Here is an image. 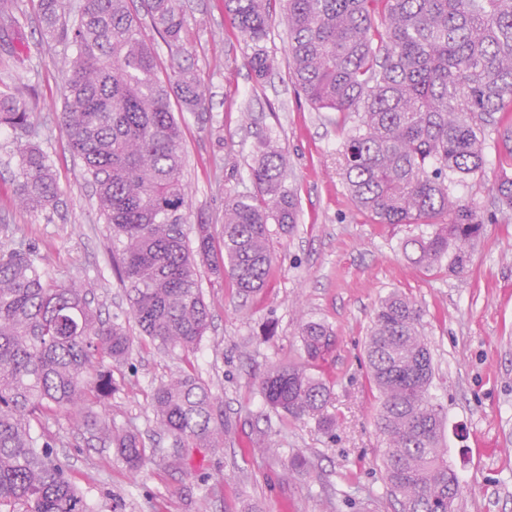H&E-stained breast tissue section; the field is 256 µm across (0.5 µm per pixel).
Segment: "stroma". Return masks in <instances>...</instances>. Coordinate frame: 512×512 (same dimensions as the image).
I'll return each mask as SVG.
<instances>
[{"label":"stroma","mask_w":512,"mask_h":512,"mask_svg":"<svg viewBox=\"0 0 512 512\" xmlns=\"http://www.w3.org/2000/svg\"><path fill=\"white\" fill-rule=\"evenodd\" d=\"M187 19L183 67L202 78L205 106L180 113L187 222L221 229L224 200L251 195L255 146L270 138L288 159L286 186L297 197L293 230L271 225L267 286L250 298L228 280L197 276L212 322L192 352L158 349L127 318L125 290L112 272V227L100 215L95 187L58 125L65 95L63 41H46L31 0L17 55L0 61V92L25 99L41 123L62 196L57 209L31 213L16 201V137L0 128V250L36 248L58 282L81 281L103 317L125 323L133 346L112 375L116 391L101 411L116 426H133L147 447L168 448L156 427L154 388L182 371L197 374L236 425L222 448L200 449L191 471L151 459L129 471L113 449L81 435L68 415L55 413L37 428L56 442L55 454L95 512H398L383 467V440L375 426L378 393L368 375L364 345L373 313L393 291L423 312L434 375L430 394L443 408L447 458L462 482L454 512H512V218L496 211L495 185L512 166L489 153L482 172L454 186L476 207L485 226L466 271L420 270L403 249L407 238L431 231L424 224H376L355 207L338 171L342 127L358 118L305 101L288 70V33L272 24L263 43L273 70L256 78L251 43L233 28L224 0H181ZM332 328L335 348L318 372L331 384L327 407L336 429L296 421L266 408L260 377L281 361H300L299 322ZM309 466L290 472L287 460Z\"/></svg>","instance_id":"35a3bbf8"}]
</instances>
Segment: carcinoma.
<instances>
[{
  "label": "carcinoma",
  "mask_w": 512,
  "mask_h": 512,
  "mask_svg": "<svg viewBox=\"0 0 512 512\" xmlns=\"http://www.w3.org/2000/svg\"><path fill=\"white\" fill-rule=\"evenodd\" d=\"M65 0H37L43 35L73 48L65 109L58 123L93 178L98 208L115 232L114 271L125 287L128 317L158 348L197 347L211 312L196 269L228 278L244 296L262 291L271 265L273 222L297 223V200L285 186L284 151L259 141L250 169L256 194L224 207L223 249L210 224L197 225L195 246L182 229L188 198L182 125L171 108L204 110L200 76L180 68L162 80L153 47L183 49L180 0H79L72 27L60 24ZM238 32L253 45L259 79L273 68L261 43L272 22L288 29V70L319 109L355 113L343 132L341 171L357 209L377 224H430L435 231L405 242L412 263L448 261L462 273L484 223L455 196L457 182L482 171L486 127L512 113V0H224ZM150 18L153 34L139 11ZM18 0H0V41L22 33ZM0 127L19 135L17 198L29 212L57 207L61 189L48 155L31 140L33 109L0 93ZM498 210L512 211V179L496 188ZM89 289L57 283L23 246L0 254V509L4 512H93L54 456L55 442L32 430L38 416L64 412L78 430L114 449L134 472L152 454L140 434L97 410L112 396V368L130 354L126 327L102 318ZM423 312L393 292L374 312L366 339L370 381L379 393L376 427L383 435L386 480L400 512H448L460 479L443 448L442 408L429 394L433 367ZM304 362L269 369L258 387L275 413L313 419L326 433L331 389L309 367L334 346L329 327H299ZM152 410L184 469L192 448H221L232 433L219 401L197 375L180 372L155 387Z\"/></svg>",
  "instance_id": "cac0c4a2"
}]
</instances>
